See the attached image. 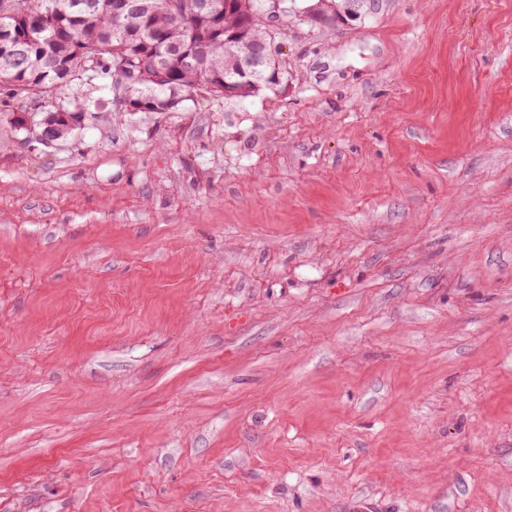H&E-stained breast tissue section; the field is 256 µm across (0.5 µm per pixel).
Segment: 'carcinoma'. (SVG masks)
I'll return each mask as SVG.
<instances>
[{"mask_svg": "<svg viewBox=\"0 0 512 512\" xmlns=\"http://www.w3.org/2000/svg\"><path fill=\"white\" fill-rule=\"evenodd\" d=\"M220 11L204 13L199 0H134L138 8L121 17L112 0H0V90L15 106L18 130L63 140L72 134L67 118H83L81 100H56V92L94 76L113 80L128 100L123 111L148 102L170 112L201 93L244 99L266 87L277 40L265 31L261 0H220ZM310 17L341 22L333 0ZM255 52L268 56L254 76L240 66Z\"/></svg>", "mask_w": 512, "mask_h": 512, "instance_id": "1", "label": "carcinoma"}]
</instances>
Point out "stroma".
<instances>
[{"label": "stroma", "mask_w": 512, "mask_h": 512, "mask_svg": "<svg viewBox=\"0 0 512 512\" xmlns=\"http://www.w3.org/2000/svg\"><path fill=\"white\" fill-rule=\"evenodd\" d=\"M265 27L276 90L0 118V512H512V0Z\"/></svg>", "instance_id": "obj_1"}]
</instances>
